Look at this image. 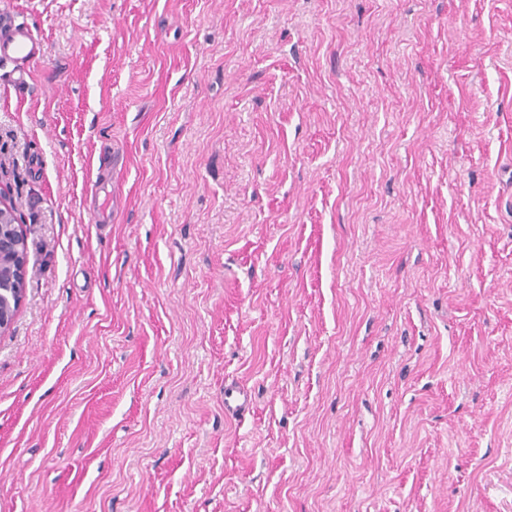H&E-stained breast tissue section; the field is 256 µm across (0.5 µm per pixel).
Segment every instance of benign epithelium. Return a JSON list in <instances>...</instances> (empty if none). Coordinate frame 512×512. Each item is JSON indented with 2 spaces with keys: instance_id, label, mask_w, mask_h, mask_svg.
Masks as SVG:
<instances>
[{
  "instance_id": "1",
  "label": "benign epithelium",
  "mask_w": 512,
  "mask_h": 512,
  "mask_svg": "<svg viewBox=\"0 0 512 512\" xmlns=\"http://www.w3.org/2000/svg\"><path fill=\"white\" fill-rule=\"evenodd\" d=\"M27 244L15 210L0 193V335L7 331L25 291Z\"/></svg>"
}]
</instances>
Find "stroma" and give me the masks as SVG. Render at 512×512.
I'll return each instance as SVG.
<instances>
[{"instance_id": "35a3bbf8", "label": "stroma", "mask_w": 512, "mask_h": 512, "mask_svg": "<svg viewBox=\"0 0 512 512\" xmlns=\"http://www.w3.org/2000/svg\"><path fill=\"white\" fill-rule=\"evenodd\" d=\"M1 11L0 512H512V0ZM37 44L38 39L31 28L16 25L10 17L0 15V59L14 64L19 83L25 81L30 64L36 60ZM27 244L15 210L0 191V335L7 331L25 291ZM252 396L239 382L231 380L224 383V413L235 415L244 411L251 403Z\"/></svg>"}]
</instances>
